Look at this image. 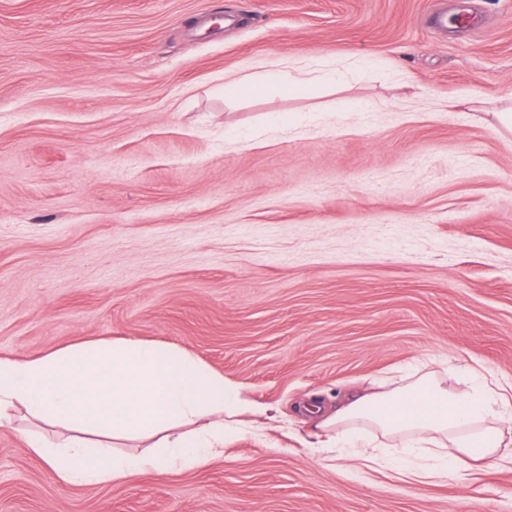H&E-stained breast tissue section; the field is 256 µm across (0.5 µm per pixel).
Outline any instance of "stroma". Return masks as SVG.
<instances>
[{
  "label": "stroma",
  "mask_w": 512,
  "mask_h": 512,
  "mask_svg": "<svg viewBox=\"0 0 512 512\" xmlns=\"http://www.w3.org/2000/svg\"><path fill=\"white\" fill-rule=\"evenodd\" d=\"M259 60L330 83L229 91ZM512 0H0V356L188 349L289 422L68 485L0 426V512H512L318 464L297 409L428 357L512 383Z\"/></svg>",
  "instance_id": "obj_1"
}]
</instances>
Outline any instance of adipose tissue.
<instances>
[{
    "label": "adipose tissue",
    "mask_w": 512,
    "mask_h": 512,
    "mask_svg": "<svg viewBox=\"0 0 512 512\" xmlns=\"http://www.w3.org/2000/svg\"><path fill=\"white\" fill-rule=\"evenodd\" d=\"M238 384L188 351L131 338L88 340L28 358L0 356V423L33 424L29 453L63 484L124 483L150 469H201L223 457L243 412L264 430L272 408L248 406ZM325 461L387 462L422 483L512 459L504 415L512 391L477 368L462 386L428 365L303 404Z\"/></svg>",
    "instance_id": "1"
}]
</instances>
